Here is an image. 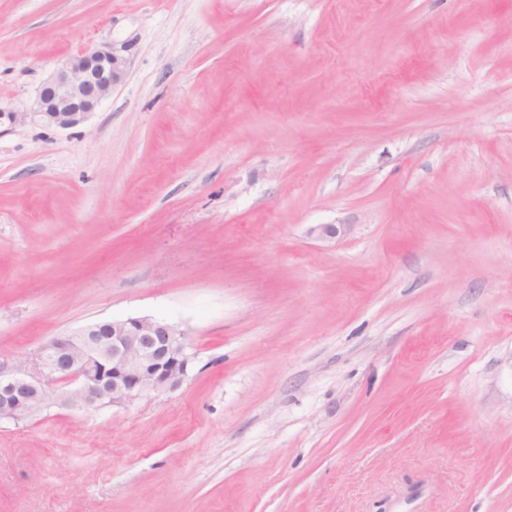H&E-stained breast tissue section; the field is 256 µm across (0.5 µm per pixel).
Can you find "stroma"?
Masks as SVG:
<instances>
[{
  "label": "stroma",
  "mask_w": 512,
  "mask_h": 512,
  "mask_svg": "<svg viewBox=\"0 0 512 512\" xmlns=\"http://www.w3.org/2000/svg\"><path fill=\"white\" fill-rule=\"evenodd\" d=\"M87 48L84 124L0 128V360L195 363L0 423V512H512V0H0V107ZM185 336L149 316L98 320L55 336L33 358L0 362V421L19 424L50 405L124 407L174 392L194 358Z\"/></svg>",
  "instance_id": "obj_1"
}]
</instances>
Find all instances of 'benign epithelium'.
Instances as JSON below:
<instances>
[{
    "instance_id": "7a95c632",
    "label": "benign epithelium",
    "mask_w": 512,
    "mask_h": 512,
    "mask_svg": "<svg viewBox=\"0 0 512 512\" xmlns=\"http://www.w3.org/2000/svg\"><path fill=\"white\" fill-rule=\"evenodd\" d=\"M126 70L120 56L86 49L66 59L25 112H3L0 124L34 121L60 129L86 122ZM342 224H315L324 242ZM193 355L175 324L149 316L98 320L53 337L33 358L0 362V421L19 424L51 405L124 407L151 393H169L189 378Z\"/></svg>"
}]
</instances>
